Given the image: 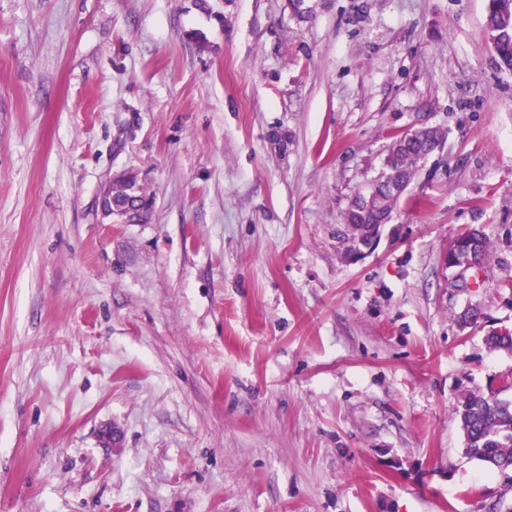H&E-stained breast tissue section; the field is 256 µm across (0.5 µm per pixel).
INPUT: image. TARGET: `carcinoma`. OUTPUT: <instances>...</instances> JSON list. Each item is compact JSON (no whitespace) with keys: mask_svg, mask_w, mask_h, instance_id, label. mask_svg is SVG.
Instances as JSON below:
<instances>
[{"mask_svg":"<svg viewBox=\"0 0 512 512\" xmlns=\"http://www.w3.org/2000/svg\"><path fill=\"white\" fill-rule=\"evenodd\" d=\"M486 26L494 34L493 52L499 66L512 71V0H489ZM429 144L411 140L393 152L392 165L398 175L410 182L421 164ZM346 226L352 240L367 236L369 225L377 222V215L348 210ZM488 251V240L478 228L469 227L457 233L448 259H471L483 263ZM491 350H512V329L501 328L486 336ZM456 413L464 435V450L470 458L484 463L503 474L512 484V401L500 398V391H471L464 396Z\"/></svg>","mask_w":512,"mask_h":512,"instance_id":"cac0c4a2","label":"carcinoma"}]
</instances>
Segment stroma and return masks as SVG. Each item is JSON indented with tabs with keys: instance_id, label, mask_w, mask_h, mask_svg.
I'll list each match as a JSON object with an SVG mask.
<instances>
[{
	"instance_id": "obj_1",
	"label": "stroma",
	"mask_w": 512,
	"mask_h": 512,
	"mask_svg": "<svg viewBox=\"0 0 512 512\" xmlns=\"http://www.w3.org/2000/svg\"><path fill=\"white\" fill-rule=\"evenodd\" d=\"M487 0H0V512H506L512 73ZM443 134L376 250L393 135ZM138 175V224L102 187ZM481 227L483 285L448 247ZM476 325L461 328L468 307ZM127 194V182L124 180H118L115 184L105 186L100 193V205L101 210L106 215L118 218L124 221V213L120 207H117L112 213V196L116 202H120ZM392 211L390 215L382 221L372 232L367 236L369 231V224H375L377 222V215L373 212L369 213H357L351 209L346 212L345 221L348 230L351 232L352 240L363 239V241L352 242L348 246V256L352 261H358L362 259L366 254L370 253L377 245L383 227L391 221ZM501 390L471 391L456 413L470 458L503 474L512 484V401L500 398Z\"/></svg>"
}]
</instances>
